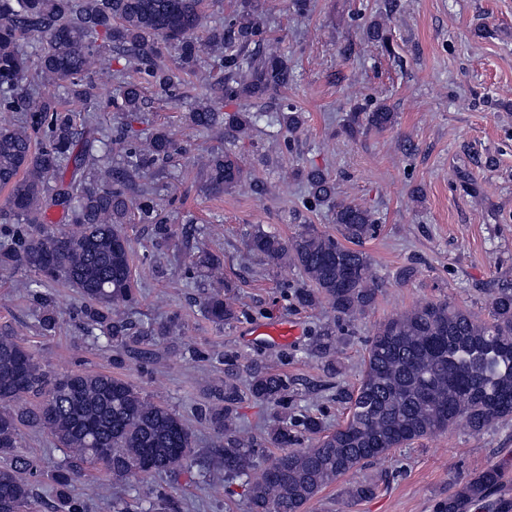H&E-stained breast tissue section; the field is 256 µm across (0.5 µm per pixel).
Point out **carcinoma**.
<instances>
[{
	"label": "carcinoma",
	"instance_id": "cac0c4a2",
	"mask_svg": "<svg viewBox=\"0 0 512 512\" xmlns=\"http://www.w3.org/2000/svg\"><path fill=\"white\" fill-rule=\"evenodd\" d=\"M204 0H0V108L23 113L20 123L0 124V189H8L0 220L14 225L0 231V268L37 274L25 282L40 288L62 280L87 303L89 335L112 347L128 341L147 343L165 327L129 320L136 295L132 245L125 231L132 213L153 225L157 242H166L172 225L154 216L158 189L152 179L177 151L164 128L138 143L117 134L121 166L96 153L84 131L98 130V113L110 101H90L89 82L112 79L114 57L137 78L124 82L121 112H138L144 85L178 101L185 96L187 76L201 56L212 59L220 77L194 99L189 120L199 128H220L234 141L256 128L265 104L277 99L295 81V71L279 43L266 35L262 0H239L220 22L207 20ZM364 34L391 51L384 17L364 24ZM44 44L34 53L24 40ZM176 49L175 57L170 50ZM38 83L64 88L83 104L77 112L60 108L34 89ZM240 103L223 113L224 101ZM278 121L289 133L302 117L296 107H279ZM396 114L384 105L371 111L356 106L346 131L384 130ZM204 189L220 194L248 180L243 154L217 148L199 159ZM309 196L330 205L340 237L304 228L288 239L259 228L246 234L247 252L272 266L290 264L303 278L292 298L303 308L327 305L332 317L319 331V350L334 363L342 322L351 321L376 303L380 284L370 257L358 245L375 236L374 215L336 199L329 173H302ZM60 207L76 226L59 229L43 222L46 211ZM191 268L210 279L223 266L221 258L197 245L188 247ZM236 285L209 292L201 302L204 315L216 325L238 318ZM44 334L55 331L57 319L44 299L38 320ZM65 386L13 337L0 336V512L19 510L33 496L22 473L37 468L31 457L16 453L20 429L45 428L67 461L53 479L67 491L77 463L94 458L99 448L112 449L106 462L118 480L135 475L136 464L152 460V475L181 467L192 452V433L181 415L154 403L124 380L104 373L73 372ZM291 382L288 375L248 367L246 389L273 410L268 437L280 449L264 466L255 462L253 438L238 422L235 410L241 389L224 381L210 424L224 435V474L241 479L251 512H304L328 486L368 463L386 458L395 448L443 434L463 424L481 433L512 421V283L492 289L489 318L447 301L425 302L381 323L368 340L356 387L341 392L348 406L343 423L324 433L314 415L301 420L315 437L310 448L294 447L288 414L280 411ZM41 399L37 409L15 405L22 396ZM501 469L490 466L448 495L438 512H470L488 504L491 512H512V498L498 497ZM377 484L364 481L346 495L362 500Z\"/></svg>",
	"mask_w": 512,
	"mask_h": 512
}]
</instances>
